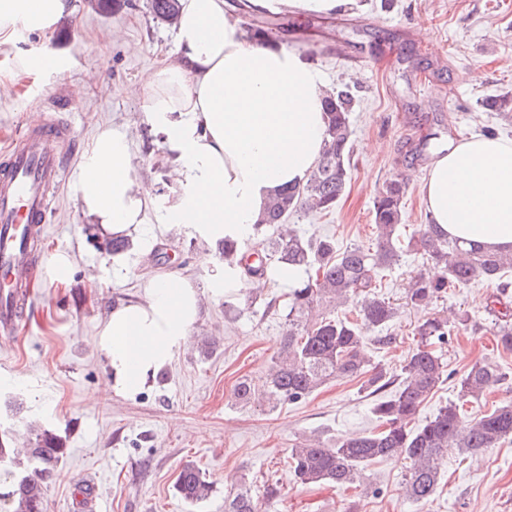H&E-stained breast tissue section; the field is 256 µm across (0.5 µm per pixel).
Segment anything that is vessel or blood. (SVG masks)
I'll list each match as a JSON object with an SVG mask.
<instances>
[{
  "instance_id": "b4317fda",
  "label": "vessel or blood",
  "mask_w": 512,
  "mask_h": 512,
  "mask_svg": "<svg viewBox=\"0 0 512 512\" xmlns=\"http://www.w3.org/2000/svg\"><path fill=\"white\" fill-rule=\"evenodd\" d=\"M75 147L70 123L53 113L41 126L20 131L0 153V275L15 287H25L32 273L23 242L31 228L46 223L49 191L62 180Z\"/></svg>"
}]
</instances>
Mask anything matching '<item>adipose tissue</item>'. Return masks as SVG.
Returning <instances> with one entry per match:
<instances>
[{
	"label": "adipose tissue",
	"mask_w": 512,
	"mask_h": 512,
	"mask_svg": "<svg viewBox=\"0 0 512 512\" xmlns=\"http://www.w3.org/2000/svg\"><path fill=\"white\" fill-rule=\"evenodd\" d=\"M251 9L299 18L360 9V0H248ZM69 0H0V21L20 16L47 32ZM176 53L164 56L137 93L151 128L175 157L179 192L165 218L208 240L247 238L268 200L301 184L325 148L323 83L302 52L273 38L254 41L230 0H179ZM429 223L475 246L512 250V141L474 135L434 156L421 187ZM74 194L102 235H132L152 189L132 167L128 134L99 132ZM202 291L177 272L153 276L142 296L108 312L96 341L110 375L102 390L141 393L191 340Z\"/></svg>",
	"instance_id": "adipose-tissue-1"
}]
</instances>
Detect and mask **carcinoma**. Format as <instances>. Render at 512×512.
Here are the masks:
<instances>
[{"instance_id":"carcinoma-1","label":"carcinoma","mask_w":512,"mask_h":512,"mask_svg":"<svg viewBox=\"0 0 512 512\" xmlns=\"http://www.w3.org/2000/svg\"><path fill=\"white\" fill-rule=\"evenodd\" d=\"M154 15L174 24L178 0H151ZM326 149L304 183L275 194L253 230L283 224L288 216L304 209L331 211L350 179L353 97L347 90L325 94ZM482 106L491 112H512V93L490 96ZM406 182L401 177L387 181L374 200V223L378 232L376 249L351 247L340 251L329 236L303 239L293 232L270 239L249 259L240 241L226 236L218 241L219 253L228 265L243 269L251 278L269 274L268 260L280 267L302 272L290 289L288 330L279 343L276 357L262 385L241 380L234 390L240 404L264 402L274 408L309 396L335 377L362 379V386L375 392L392 384V376L371 361L365 333L385 327L397 308L377 292L379 273L396 265L402 257L398 226L402 224V200ZM97 249L120 255L134 248L129 238L99 240ZM416 246L438 270L437 275L420 273L407 289L406 299L415 307L443 297L448 289L473 280H499L512 268V252L467 246L448 237L440 225L425 224ZM26 291L14 290L5 298L15 320L23 315ZM350 305L358 310L361 322L341 318L334 309ZM502 323L495 336L497 345L512 352V307L504 305ZM416 348L402 367L398 389L373 408L380 430L351 433L330 443L304 440L294 444L289 458L297 482L311 485L329 482L339 485L361 482L362 469L376 459H396L405 463L403 490L420 503L433 496L439 473L437 460L443 450L459 448L476 455L512 439V401L494 407L476 419L462 414L464 403L490 392L504 380L498 366L478 362L464 371L457 383V400L442 406L420 427H408L435 388L448 379L441 354L435 346L448 343V320L438 316L424 319L417 327ZM30 447L23 452L10 447L7 432L0 431V466L12 481L0 491L5 512H47L48 485L66 455L61 439L48 429L29 425ZM176 490L189 503L207 500L214 483L194 463L182 466ZM280 490L268 485L263 496L242 484L224 495V512H265Z\"/></svg>"}]
</instances>
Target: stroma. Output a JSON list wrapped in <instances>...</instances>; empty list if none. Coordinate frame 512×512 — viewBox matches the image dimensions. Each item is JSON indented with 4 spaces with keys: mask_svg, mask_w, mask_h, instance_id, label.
Segmentation results:
<instances>
[{
    "mask_svg": "<svg viewBox=\"0 0 512 512\" xmlns=\"http://www.w3.org/2000/svg\"><path fill=\"white\" fill-rule=\"evenodd\" d=\"M364 2L356 16H291L274 31L285 47L313 62L324 88L347 84L356 98L351 179L335 210L288 218L297 234L331 236L341 249L374 245V198L398 175L407 184L400 237L426 224L421 186L433 152L448 140L492 129L512 141V116L481 105L487 96L512 92V0ZM71 4L70 18L43 34L21 17L0 26V147L28 124L29 112H48L38 93L59 82L70 99L64 116L82 151L90 150L100 129H125L135 175L152 185L155 199L135 233L138 250L119 257L100 252L92 240L96 227L73 195L80 165L72 163L41 228L46 259L34 274L23 320L0 339V429L20 438L28 422L37 420L67 449L48 487V512H224L231 483L243 478L256 492L278 484L280 496L267 512H344L354 500L361 512H512L509 440L476 459L455 448L444 451L437 491L424 505L404 496L405 466L395 460L366 465L355 488L295 483L288 464L293 444L302 437L333 441L376 430L373 406L379 397L362 391L361 379L335 378L305 399L274 409L235 401L239 380L262 382L288 328L290 285L275 273L257 291L247 284L229 295L204 294L191 343L144 391L92 400L107 376L95 341L109 309L137 301L147 280L168 270L206 287L222 275L224 261L216 243L161 220L178 188L166 175L167 144L146 123L134 90L162 53L174 50V27L155 18L151 0H118L102 10L88 0ZM30 57L53 63L24 70L22 62ZM475 69L485 74L477 84L469 79ZM101 82L109 94L99 93ZM61 254L72 262L63 283L52 279ZM430 267L426 255L412 251L383 271L381 292L398 309L390 326L394 342L376 345L380 329L368 333L374 362L396 371L415 346L414 328L423 316L468 317V325L452 327L441 348L452 378L420 408L419 424L455 399L454 377L479 361L497 364L505 378L467 404L468 417L512 400V352L497 349L489 311L496 293L512 305V273L506 290L475 280L428 308L413 309L406 302L408 283ZM207 340L216 345L208 356L201 352ZM189 461L215 486L197 504L175 490ZM82 484L94 489L85 507L79 504Z\"/></svg>",
    "mask_w": 512,
    "mask_h": 512,
    "instance_id": "1",
    "label": "stroma"
}]
</instances>
